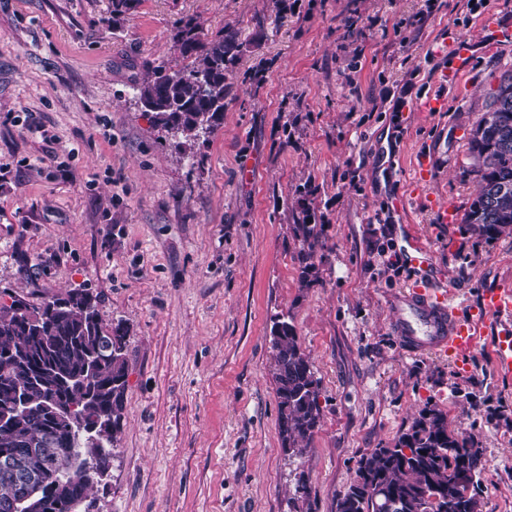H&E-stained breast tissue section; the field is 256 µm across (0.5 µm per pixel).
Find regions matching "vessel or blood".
I'll use <instances>...</instances> for the list:
<instances>
[{"label": "vessel or blood", "mask_w": 512, "mask_h": 512, "mask_svg": "<svg viewBox=\"0 0 512 512\" xmlns=\"http://www.w3.org/2000/svg\"><path fill=\"white\" fill-rule=\"evenodd\" d=\"M396 334L411 353L430 351L463 364L480 342L479 326L488 318L512 314V290L485 291L470 317H459L447 292L418 279L395 299Z\"/></svg>", "instance_id": "vessel-or-blood-1"}]
</instances>
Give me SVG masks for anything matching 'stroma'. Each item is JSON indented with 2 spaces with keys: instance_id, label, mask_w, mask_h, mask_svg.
I'll return each instance as SVG.
<instances>
[{
  "instance_id": "obj_1",
  "label": "stroma",
  "mask_w": 512,
  "mask_h": 512,
  "mask_svg": "<svg viewBox=\"0 0 512 512\" xmlns=\"http://www.w3.org/2000/svg\"><path fill=\"white\" fill-rule=\"evenodd\" d=\"M426 5L140 0L116 18L112 0H0V285L34 303L90 289L103 322L129 331L123 430L93 512H337L360 457L428 405L477 440L482 512H512V377L494 351L512 319L487 322L460 372L409 353L392 307L421 277L465 316L485 290L512 289V234L433 220L477 193L469 130L512 70V41L493 40L512 28V0ZM184 16L237 31L235 69L258 76L236 82L192 158L134 93L178 61ZM460 36L475 55L453 71ZM428 96L445 111H415ZM298 224L322 227L312 259ZM412 240L427 267L408 262ZM279 320L320 380L299 457L279 436Z\"/></svg>"
}]
</instances>
